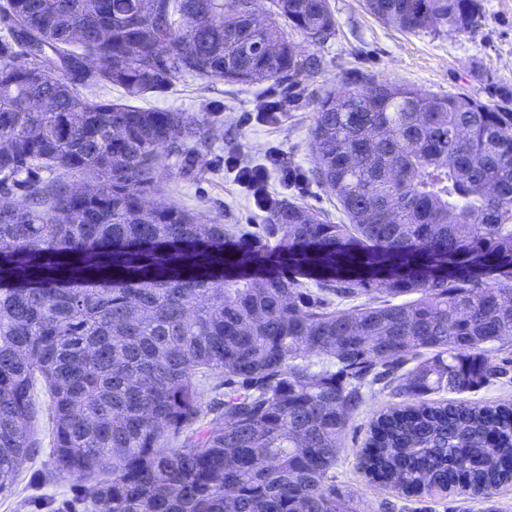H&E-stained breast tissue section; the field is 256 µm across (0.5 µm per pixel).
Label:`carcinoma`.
<instances>
[{
    "label": "carcinoma",
    "mask_w": 512,
    "mask_h": 512,
    "mask_svg": "<svg viewBox=\"0 0 512 512\" xmlns=\"http://www.w3.org/2000/svg\"><path fill=\"white\" fill-rule=\"evenodd\" d=\"M272 2L259 26L246 0L0 4V193L20 197L0 200V494L33 451L40 384L54 474L97 478L86 510L357 512L336 482L345 432L422 350L365 472L405 494L512 480V404L429 400L512 372L493 354L512 340V93L351 78L312 129L349 223L280 202L263 241L153 197L162 162L207 148L206 119L101 95L318 74L292 38L335 34L327 0ZM367 6L411 32L482 17L480 0Z\"/></svg>",
    "instance_id": "cac0c4a2"
}]
</instances>
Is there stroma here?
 <instances>
[{
    "label": "stroma",
    "instance_id": "35a3bbf8",
    "mask_svg": "<svg viewBox=\"0 0 512 512\" xmlns=\"http://www.w3.org/2000/svg\"><path fill=\"white\" fill-rule=\"evenodd\" d=\"M328 3L336 34L318 48L323 69L302 79L300 101L288 102L277 121H270L262 106L270 100L286 99L288 87L267 81L243 86L186 76L177 79L166 93L138 100L141 108L207 118L211 127V146L192 170L181 169L171 160L159 166L158 199L204 213L229 228L245 225L258 230L267 223L268 214L255 206L248 190L225 169L224 159L229 156L239 165L254 166L264 162L269 148L276 147L302 178L287 185L271 176V196L302 204L343 224L346 215L314 176L318 163L311 150V129L316 103L326 91L345 88L347 77L361 74L394 79L441 95L464 93L490 105L499 103L500 91L512 90V0H482L481 24L472 33L445 27L406 32L372 15L366 0ZM49 401L45 390L36 388V453L21 461L14 491L0 494V512H59L62 503L77 501L79 481L51 474ZM399 401L391 387L376 389L347 429L337 473L359 512H512L511 481L481 499L452 493L407 495L367 477L357 452L367 439L373 416Z\"/></svg>",
    "mask_w": 512,
    "mask_h": 512
}]
</instances>
